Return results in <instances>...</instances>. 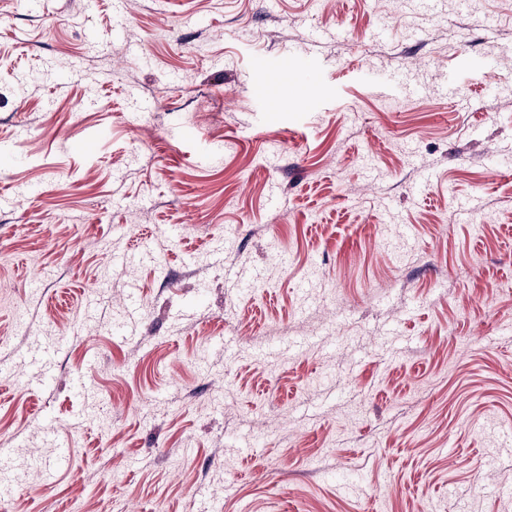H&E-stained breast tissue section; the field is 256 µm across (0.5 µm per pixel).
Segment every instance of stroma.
I'll list each match as a JSON object with an SVG mask.
<instances>
[{"label":"stroma","instance_id":"stroma-1","mask_svg":"<svg viewBox=\"0 0 512 512\" xmlns=\"http://www.w3.org/2000/svg\"><path fill=\"white\" fill-rule=\"evenodd\" d=\"M0 58V512H512V0H0Z\"/></svg>","mask_w":512,"mask_h":512}]
</instances>
